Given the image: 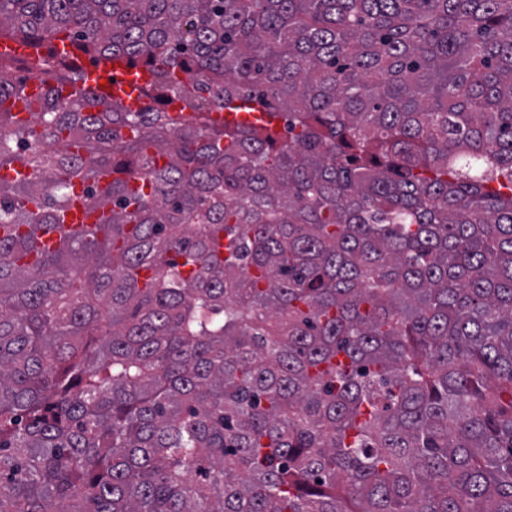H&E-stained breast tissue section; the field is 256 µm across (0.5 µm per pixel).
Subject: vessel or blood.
<instances>
[{
  "label": "vessel or blood",
  "mask_w": 512,
  "mask_h": 512,
  "mask_svg": "<svg viewBox=\"0 0 512 512\" xmlns=\"http://www.w3.org/2000/svg\"><path fill=\"white\" fill-rule=\"evenodd\" d=\"M85 78L77 86H65V94L85 91L102 101H120L127 111H140L146 104L143 91L150 81V74L143 67L129 66L126 61H100L84 67ZM44 86L39 77H31L24 85L23 92L5 102L11 112L22 113L32 110L42 98ZM96 213L90 211L81 191H74L66 225L70 228L91 227L97 224Z\"/></svg>",
  "instance_id": "b4317fda"
}]
</instances>
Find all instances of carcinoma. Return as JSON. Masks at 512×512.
Returning a JSON list of instances; mask_svg holds the SVG:
<instances>
[{
	"label": "carcinoma",
	"instance_id": "cac0c4a2",
	"mask_svg": "<svg viewBox=\"0 0 512 512\" xmlns=\"http://www.w3.org/2000/svg\"><path fill=\"white\" fill-rule=\"evenodd\" d=\"M1 37L53 64L0 108V512H512V0H0ZM55 39L149 103L61 100ZM44 85L37 76L27 80L23 92L6 100L4 106L13 113L29 112L37 106L42 98ZM80 183L75 180V191L72 195L65 224L70 228L92 227L98 223L97 214L87 208L84 194L80 191Z\"/></svg>",
	"mask_w": 512,
	"mask_h": 512
}]
</instances>
